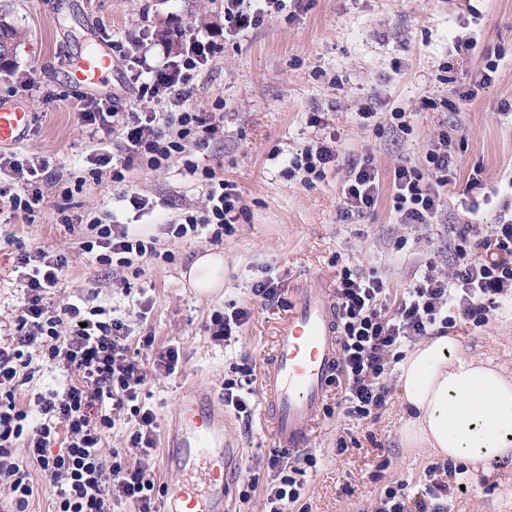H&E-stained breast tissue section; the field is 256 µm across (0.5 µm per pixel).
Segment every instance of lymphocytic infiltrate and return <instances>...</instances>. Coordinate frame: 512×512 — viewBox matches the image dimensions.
I'll return each mask as SVG.
<instances>
[{
  "instance_id": "1",
  "label": "lymphocytic infiltrate",
  "mask_w": 512,
  "mask_h": 512,
  "mask_svg": "<svg viewBox=\"0 0 512 512\" xmlns=\"http://www.w3.org/2000/svg\"><path fill=\"white\" fill-rule=\"evenodd\" d=\"M286 0H224V32L237 35L261 26L281 13ZM182 50L162 64L147 61V41L116 40L113 52L125 61L137 89L129 111H119L108 98L79 97L78 111L92 140H110L112 150L90 156L92 179L109 175L121 184L134 169L158 171L175 161L200 174L204 200L186 208L180 222L167 225L168 234L182 238L206 229L212 242L244 217L246 208L235 183L217 177L214 167L195 163V152L208 148L224 131L223 100L211 111L190 108L195 77L220 50L206 35L185 37L175 31ZM448 132L432 139L424 165L401 164L393 175V209L403 224H436L443 214L444 190L457 176V159ZM339 158L337 139L329 135L288 161V175H301L307 186L324 181ZM0 174L11 188L0 187V204L21 214L26 223L40 215L47 186L56 183L48 159L0 157ZM380 193V174L370 160L351 164L339 197L341 221L373 212ZM89 234L80 243L84 253L103 265L132 267L143 260H169L171 251H158L152 236L129 233L116 220L88 221ZM457 265L450 273L427 266L395 311H387L383 281L342 268L336 286L340 365L333 379L340 385L339 403L346 416L361 420L375 416L386 404L385 377L397 350L407 341L447 334L463 319L486 322L497 298L512 296V212L502 213L493 237L475 224L459 232ZM24 270L23 302L15 318V336L0 341V487L9 500L0 512H27L34 494L31 465H38L50 489L53 512H114L129 504L136 512H158V490L149 472L156 450L157 415L140 402L149 372L164 376L180 369V347H156L146 333L132 334V319H145L152 309L142 301L136 316L117 315L99 306L57 304L69 258L42 248L18 254ZM154 353L145 368L133 345ZM64 373L65 382L35 394L20 405L15 391L32 380L41 366ZM254 368L241 357L224 379V407L239 418L250 417ZM129 424L126 450L104 452L105 435L117 422ZM317 459L309 453L290 457L288 449L268 458L273 478L264 497V512H288L304 492L307 469ZM456 465L436 462L425 471L416 494L403 482L386 486L371 512H447L449 478Z\"/></svg>"
}]
</instances>
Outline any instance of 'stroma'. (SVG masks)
I'll return each instance as SVG.
<instances>
[{"mask_svg":"<svg viewBox=\"0 0 512 512\" xmlns=\"http://www.w3.org/2000/svg\"><path fill=\"white\" fill-rule=\"evenodd\" d=\"M11 21L25 39L7 67L0 68V103H17L16 75L33 78L49 104L25 98L33 121L11 150L18 156L48 157L65 182L86 178L82 192L70 202L72 211L111 212L137 234L159 236L175 259L145 262L131 291L113 287L112 270L81 254L77 234L56 221L62 202L59 188L46 192L35 223L0 212V337L14 335L12 319L22 301L20 249L36 247L69 257L64 285L56 300L132 311L140 295L153 302L145 327L156 347L174 343L183 352L177 375L150 377L144 391L159 424H166L193 386L224 396V373L239 355L263 363L272 350L283 308L265 307L250 288L262 273L278 278L285 290L335 280L342 267L381 278L387 305L396 309L417 269L434 263L438 270L454 266L456 224L479 225L492 236L504 204L512 203V0H303L295 19L275 14L259 28L227 37L216 57L194 79L190 101L208 112L215 99L224 101V135L195 154L199 164H220L221 175L236 182L247 213L221 243L203 237L164 236L166 221L185 206L199 203L204 189L197 176L176 163L159 172L132 171L133 188L152 199L153 212L135 217L119 200L111 183L88 180L87 158L94 149L74 107L78 93L69 84L70 63L87 48L110 50L111 38H137L150 31L155 46L152 63L175 54L165 36L180 27L206 32L224 24V0H4ZM471 38L473 57L456 56V40ZM497 59L493 82L478 90L459 112L440 107L451 97L461 71H476L485 57ZM375 115L359 117L362 104ZM407 112L409 130L392 125L390 114ZM320 112L334 130L341 151L339 165L326 179L305 186L288 178V158L313 146L321 132L311 127ZM448 131L459 157L458 179L449 185L440 223L402 224L392 210V174L398 164H420L434 136ZM372 158L381 178L375 210L342 222L337 217L341 185L351 163ZM481 169L488 202L469 213L462 190L473 169ZM224 256V286L207 293L189 285L185 274L207 251ZM253 308L231 347L213 342L207 326L214 311L229 304ZM467 353L491 361L512 375V300L501 298L485 324L458 322L450 330ZM386 406L377 417L351 420L334 407L336 387H328L322 414L309 449L316 467L307 471V512H362L387 484L402 479L417 491L428 465L437 456L402 442L405 420L398 369H391ZM255 406L248 420L230 418L228 436L242 450L231 484L237 512H263V492L240 502L243 481L267 480L266 462L274 447L271 431ZM448 512H512V469L491 466L455 476Z\"/></svg>","mask_w":512,"mask_h":512,"instance_id":"obj_1","label":"stroma"}]
</instances>
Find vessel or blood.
<instances>
[{"mask_svg": "<svg viewBox=\"0 0 512 512\" xmlns=\"http://www.w3.org/2000/svg\"><path fill=\"white\" fill-rule=\"evenodd\" d=\"M111 58L86 51L71 70L74 89L99 85ZM31 112L0 105V144L17 143ZM335 291L331 284L297 288L280 319L273 352L261 376L264 417L281 448H304L318 422L339 344ZM226 413L211 392L196 388L181 400L162 444L166 469L175 475L162 496V512H231L229 486L242 456L224 434Z\"/></svg>", "mask_w": 512, "mask_h": 512, "instance_id": "obj_1", "label": "vessel or blood"}]
</instances>
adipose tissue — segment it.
<instances>
[{
    "label": "adipose tissue",
    "instance_id": "ef3b65f1",
    "mask_svg": "<svg viewBox=\"0 0 512 512\" xmlns=\"http://www.w3.org/2000/svg\"><path fill=\"white\" fill-rule=\"evenodd\" d=\"M412 414L403 440L452 460L512 468V377L465 353L455 337L417 345L399 363Z\"/></svg>",
    "mask_w": 512,
    "mask_h": 512
}]
</instances>
